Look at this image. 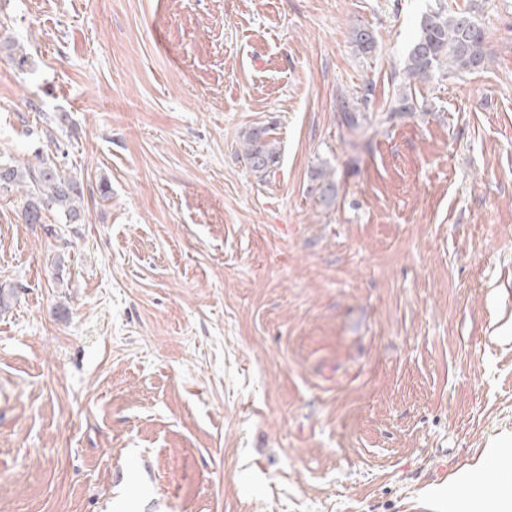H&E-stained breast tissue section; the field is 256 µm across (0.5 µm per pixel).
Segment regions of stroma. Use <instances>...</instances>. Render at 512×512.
I'll list each match as a JSON object with an SVG mask.
<instances>
[{
	"mask_svg": "<svg viewBox=\"0 0 512 512\" xmlns=\"http://www.w3.org/2000/svg\"><path fill=\"white\" fill-rule=\"evenodd\" d=\"M441 2L488 69L349 140L340 97L388 112ZM0 31V160L63 150L85 196L0 193V512H448L512 434V0H0ZM266 130L251 132L245 142V158L254 174L260 178L270 175L277 161V152L264 140Z\"/></svg>",
	"mask_w": 512,
	"mask_h": 512,
	"instance_id": "obj_1",
	"label": "stroma"
}]
</instances>
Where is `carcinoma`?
<instances>
[{"label": "carcinoma", "instance_id": "obj_1", "mask_svg": "<svg viewBox=\"0 0 512 512\" xmlns=\"http://www.w3.org/2000/svg\"><path fill=\"white\" fill-rule=\"evenodd\" d=\"M359 51L370 54L376 48L374 34L359 30L355 34ZM0 49L18 67L27 62L22 48L12 38H0ZM491 59L486 34L481 26L466 12H456L441 6L424 14L418 33L408 52L403 71L404 82H425L435 72H474L485 68ZM369 89L355 98L339 100L341 125L347 134L356 138L365 136L370 127L365 121L370 116H359L360 106L366 104ZM415 110L414 101L407 94L397 98L392 108L380 116L379 124L396 118H405ZM266 131L250 133L245 142V158L255 175L263 178L273 171L277 152L264 139ZM37 163L19 166L0 161V190H16L23 196L22 217L27 224L43 223L48 213L65 224H77L84 214V187L54 158L36 156ZM318 183L312 188L322 200L335 197V182L330 173L319 170Z\"/></svg>", "mask_w": 512, "mask_h": 512}]
</instances>
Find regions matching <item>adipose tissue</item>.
<instances>
[{
	"label": "adipose tissue",
	"instance_id": "1",
	"mask_svg": "<svg viewBox=\"0 0 512 512\" xmlns=\"http://www.w3.org/2000/svg\"><path fill=\"white\" fill-rule=\"evenodd\" d=\"M505 458H492L475 468L471 478L448 496V512H512V497L497 494L488 473L511 464Z\"/></svg>",
	"mask_w": 512,
	"mask_h": 512
}]
</instances>
